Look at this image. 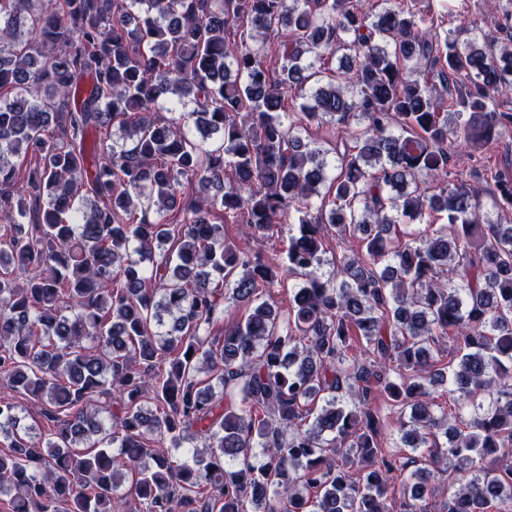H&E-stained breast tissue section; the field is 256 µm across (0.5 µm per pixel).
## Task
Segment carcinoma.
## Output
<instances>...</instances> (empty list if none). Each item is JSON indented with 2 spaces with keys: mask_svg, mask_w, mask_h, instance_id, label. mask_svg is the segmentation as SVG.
Listing matches in <instances>:
<instances>
[{
  "mask_svg": "<svg viewBox=\"0 0 512 512\" xmlns=\"http://www.w3.org/2000/svg\"><path fill=\"white\" fill-rule=\"evenodd\" d=\"M419 2L0 0L12 512H512V37ZM512 134V131H503L500 137L484 146L483 148L472 151L471 153L460 152L455 154L450 161L448 170L459 176H467L472 170L473 165L479 169H492L499 171L505 176H512V154H502L498 151V142L506 135Z\"/></svg>",
  "mask_w": 512,
  "mask_h": 512,
  "instance_id": "1",
  "label": "carcinoma"
}]
</instances>
